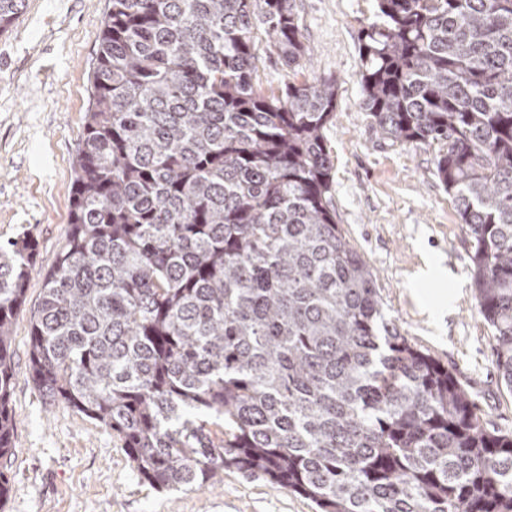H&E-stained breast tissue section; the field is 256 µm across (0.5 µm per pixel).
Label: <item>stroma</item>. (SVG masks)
I'll return each instance as SVG.
<instances>
[{
  "instance_id": "35a3bbf8",
  "label": "stroma",
  "mask_w": 512,
  "mask_h": 512,
  "mask_svg": "<svg viewBox=\"0 0 512 512\" xmlns=\"http://www.w3.org/2000/svg\"><path fill=\"white\" fill-rule=\"evenodd\" d=\"M110 0H28L0 33V245L37 244L26 302L13 326L14 452L0 512H316L309 499L234 468L206 489L144 482L105 426L49 404L28 374L30 318L43 272L68 228L72 158L91 104L90 71ZM310 59L293 71L257 35L258 89L336 80L325 138L336 222L372 268L387 317L408 341L452 369L482 417L512 433V388L500 380L492 335L478 312L470 237L435 175V150L376 133L361 108V29L374 0H295Z\"/></svg>"
}]
</instances>
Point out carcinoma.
I'll return each mask as SVG.
<instances>
[{"label":"carcinoma","instance_id":"cac0c4a2","mask_svg":"<svg viewBox=\"0 0 512 512\" xmlns=\"http://www.w3.org/2000/svg\"><path fill=\"white\" fill-rule=\"evenodd\" d=\"M375 2L363 109L437 148L512 388V0ZM25 7L0 0V33ZM259 26L288 67L309 57L292 0H110L69 231L30 321L34 387L162 490L233 467L319 512H512V435L398 333L336 224V79L264 95ZM35 261L28 236L0 246V459Z\"/></svg>","mask_w":512,"mask_h":512}]
</instances>
